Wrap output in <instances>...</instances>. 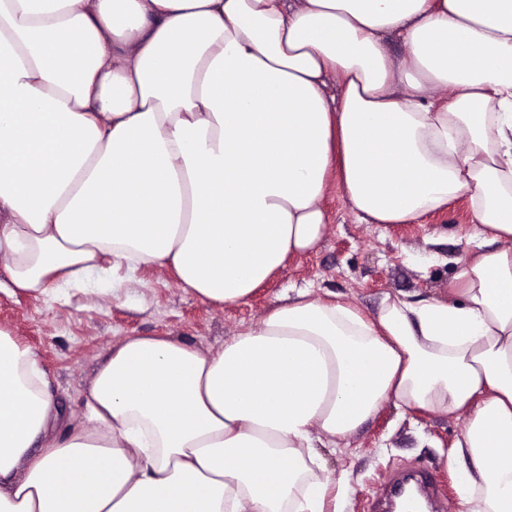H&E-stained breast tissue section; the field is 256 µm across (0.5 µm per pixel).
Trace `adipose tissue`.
<instances>
[{
    "instance_id": "obj_1",
    "label": "adipose tissue",
    "mask_w": 512,
    "mask_h": 512,
    "mask_svg": "<svg viewBox=\"0 0 512 512\" xmlns=\"http://www.w3.org/2000/svg\"><path fill=\"white\" fill-rule=\"evenodd\" d=\"M334 180L363 224L467 197L486 245L373 316L292 288L215 353L127 338L80 424L0 329V512H344L318 451L387 402L465 417L457 512H512V0H0L11 292L248 302Z\"/></svg>"
}]
</instances>
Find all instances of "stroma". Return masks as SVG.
Instances as JSON below:
<instances>
[{
    "instance_id": "1",
    "label": "stroma",
    "mask_w": 512,
    "mask_h": 512,
    "mask_svg": "<svg viewBox=\"0 0 512 512\" xmlns=\"http://www.w3.org/2000/svg\"><path fill=\"white\" fill-rule=\"evenodd\" d=\"M330 222L316 251L289 259L280 272L239 305L201 302L179 288L172 271L147 268L118 296L74 294L45 302L0 292V329L37 353L51 392L75 421L85 419L89 383L113 346L130 336H168L204 352L255 323L291 288L376 313L385 293L428 298L447 291L459 257L474 251L466 197L411 224H361L338 185L325 197ZM464 419L444 412L401 413L385 404L348 439L321 455L330 476L351 495L345 512H371L388 479L417 468L431 478L444 512H456L461 469L453 445Z\"/></svg>"
}]
</instances>
